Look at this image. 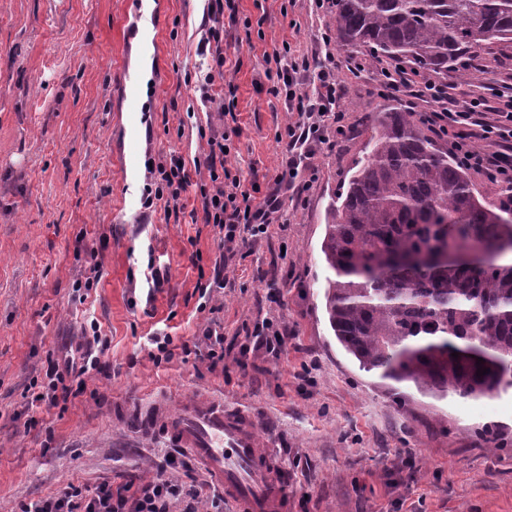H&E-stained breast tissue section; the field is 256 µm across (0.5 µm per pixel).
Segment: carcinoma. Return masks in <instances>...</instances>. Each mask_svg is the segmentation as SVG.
<instances>
[{"mask_svg": "<svg viewBox=\"0 0 512 512\" xmlns=\"http://www.w3.org/2000/svg\"><path fill=\"white\" fill-rule=\"evenodd\" d=\"M342 47L408 59L469 84L487 54L512 50V0H332ZM321 245L324 292L343 349L395 391L482 398L512 388V215L487 204L468 174L414 112L379 111ZM480 244L479 267L419 266L392 256ZM459 353L454 358L451 353ZM488 373L476 375V358Z\"/></svg>", "mask_w": 512, "mask_h": 512, "instance_id": "1", "label": "carcinoma"}]
</instances>
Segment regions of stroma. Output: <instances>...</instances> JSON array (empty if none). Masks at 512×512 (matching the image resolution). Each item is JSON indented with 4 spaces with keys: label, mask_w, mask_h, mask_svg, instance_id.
<instances>
[{
    "label": "stroma",
    "mask_w": 512,
    "mask_h": 512,
    "mask_svg": "<svg viewBox=\"0 0 512 512\" xmlns=\"http://www.w3.org/2000/svg\"><path fill=\"white\" fill-rule=\"evenodd\" d=\"M204 6L163 0L143 162L208 153L199 134L208 118L189 83ZM133 23L122 0H0V512L72 484L91 493L150 480L171 454L186 487L208 482L155 422L208 397L252 411L288 475V512H512V388L441 401L409 388L398 404L343 350L325 309L327 214L379 108L407 110L409 98L377 95L379 64L367 49L334 48L355 135L321 149L314 181L303 196H285L265 234L228 244L218 227L192 223L195 193L172 216L145 207L149 177L133 183L125 172L132 131L119 76L138 64L136 44L123 42ZM335 33L332 10L311 0H239L237 22H225L224 52L238 65L242 182L281 170L275 134L295 119L269 92L267 54L285 40L306 54ZM353 58L364 71H349ZM510 82L511 60L457 92L492 104ZM91 247L101 278L82 301L76 284ZM151 264L162 285L146 281ZM93 320L108 348L82 391L63 409L28 403L31 379ZM262 324L287 329V344L253 350ZM208 326L224 331L216 370L184 352ZM156 332L170 336V358L149 345ZM487 425L506 448L488 451L477 433Z\"/></svg>",
    "instance_id": "1"
}]
</instances>
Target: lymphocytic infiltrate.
Segmentation results:
<instances>
[{"label":"lymphocytic infiltrate","instance_id":"lymphocytic-infiltrate-1","mask_svg":"<svg viewBox=\"0 0 512 512\" xmlns=\"http://www.w3.org/2000/svg\"><path fill=\"white\" fill-rule=\"evenodd\" d=\"M237 15L238 0H207L203 12L194 91L205 111L218 113L222 120L221 128L210 129L207 138V173L192 177L184 159L170 155L157 166L160 181L154 192L155 200L176 206L184 193L195 190L202 202L203 223L218 226L228 244L244 229L256 235L266 233L283 196L302 194L299 170L328 144V129L342 136L352 130L341 105L344 88L331 68L333 53H326L323 64L318 65L308 56L293 54L290 43H283L270 56L276 76L270 91L284 96L288 110L297 115L276 134L285 166L275 175L252 180L250 190H241L234 144L241 132L236 115L237 69L224 54V21ZM378 85L381 93L406 92L423 103V120L429 129L447 137L453 153L489 186H512V94L495 106L476 98L456 101L442 81L399 63L380 70ZM81 347L79 360L49 364L47 382L34 394V401L58 406L71 396L72 381L98 368L94 340L84 338ZM175 463V456H168L157 477L134 490L126 484L114 487L104 483L89 496L71 485L23 506L21 512H170L171 502L180 498L187 501L186 512H197L195 502L201 491L186 488L173 477Z\"/></svg>","mask_w":512,"mask_h":512}]
</instances>
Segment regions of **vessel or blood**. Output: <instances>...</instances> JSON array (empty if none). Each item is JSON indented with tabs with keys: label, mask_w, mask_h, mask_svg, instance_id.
<instances>
[{
	"label": "vessel or blood",
	"mask_w": 512,
	"mask_h": 512,
	"mask_svg": "<svg viewBox=\"0 0 512 512\" xmlns=\"http://www.w3.org/2000/svg\"><path fill=\"white\" fill-rule=\"evenodd\" d=\"M166 424L174 446L203 464L236 512H286L288 482L264 452L248 410L220 398L190 402Z\"/></svg>",
	"instance_id": "1"
}]
</instances>
